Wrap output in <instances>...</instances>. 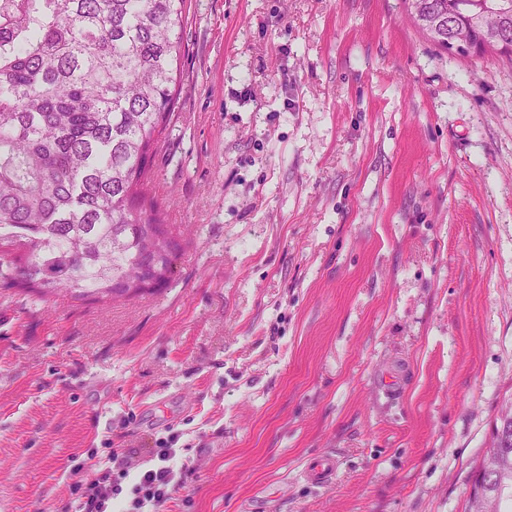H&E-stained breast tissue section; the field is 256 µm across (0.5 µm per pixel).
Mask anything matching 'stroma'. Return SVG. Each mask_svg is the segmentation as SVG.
I'll use <instances>...</instances> for the list:
<instances>
[{"label": "stroma", "instance_id": "obj_1", "mask_svg": "<svg viewBox=\"0 0 512 512\" xmlns=\"http://www.w3.org/2000/svg\"><path fill=\"white\" fill-rule=\"evenodd\" d=\"M182 37L170 283L0 286V512L170 428L169 512H465L512 400V59L438 51L403 0H188ZM336 472V459L322 455L304 470V477L318 485H326Z\"/></svg>", "mask_w": 512, "mask_h": 512}]
</instances>
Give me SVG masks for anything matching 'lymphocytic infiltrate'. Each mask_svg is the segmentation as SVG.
I'll return each mask as SVG.
<instances>
[{
    "label": "lymphocytic infiltrate",
    "instance_id": "lymphocytic-infiltrate-1",
    "mask_svg": "<svg viewBox=\"0 0 512 512\" xmlns=\"http://www.w3.org/2000/svg\"><path fill=\"white\" fill-rule=\"evenodd\" d=\"M180 433L155 439L148 451L110 449L90 478L74 488L75 512H160L183 487L187 467L180 463Z\"/></svg>",
    "mask_w": 512,
    "mask_h": 512
}]
</instances>
